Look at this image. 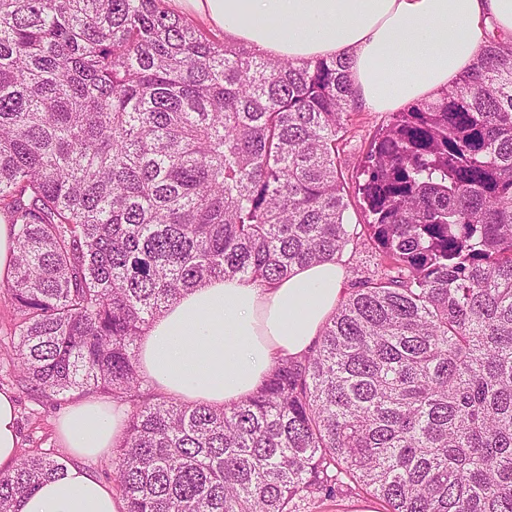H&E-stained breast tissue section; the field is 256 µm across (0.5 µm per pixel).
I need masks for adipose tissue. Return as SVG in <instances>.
I'll return each mask as SVG.
<instances>
[{"mask_svg":"<svg viewBox=\"0 0 512 512\" xmlns=\"http://www.w3.org/2000/svg\"><path fill=\"white\" fill-rule=\"evenodd\" d=\"M225 39L294 62L349 59L354 101L390 112L435 98L476 62L488 32L512 38V0H171ZM347 296L337 261L294 269L264 286L215 279L182 296L140 341L142 373L159 391L193 404L237 403L275 362L309 351ZM58 433L76 462L23 500L20 512H125L112 487L81 462L122 444L120 404L72 406Z\"/></svg>","mask_w":512,"mask_h":512,"instance_id":"1","label":"adipose tissue"}]
</instances>
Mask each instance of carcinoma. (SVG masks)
Segmentation results:
<instances>
[{"mask_svg":"<svg viewBox=\"0 0 512 512\" xmlns=\"http://www.w3.org/2000/svg\"><path fill=\"white\" fill-rule=\"evenodd\" d=\"M345 58L295 65L165 0H0V217L20 374L131 403L127 512H512V43L340 154ZM372 246L306 355L228 408L144 392L137 342L213 278ZM65 464L0 475V512ZM16 252V243L13 229L10 224L0 220V280L9 273L13 256ZM368 504L372 509H363L360 512H375V507H379L374 500L367 495L361 497L345 499L339 502H327L319 509H311V512H358L363 505ZM375 509V510H374Z\"/></svg>","mask_w":512,"mask_h":512,"instance_id":"1","label":"carcinoma"}]
</instances>
